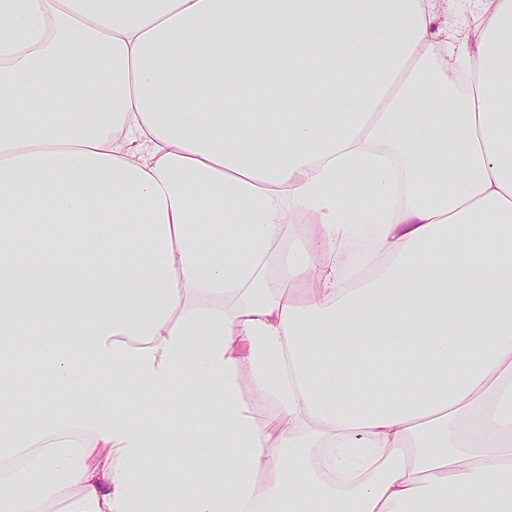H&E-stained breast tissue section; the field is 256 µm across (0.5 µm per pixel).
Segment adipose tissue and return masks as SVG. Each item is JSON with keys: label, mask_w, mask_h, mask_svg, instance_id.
<instances>
[{"label": "adipose tissue", "mask_w": 512, "mask_h": 512, "mask_svg": "<svg viewBox=\"0 0 512 512\" xmlns=\"http://www.w3.org/2000/svg\"><path fill=\"white\" fill-rule=\"evenodd\" d=\"M435 19L0 0V512H512V0ZM62 325L40 426L14 341Z\"/></svg>", "instance_id": "obj_1"}]
</instances>
